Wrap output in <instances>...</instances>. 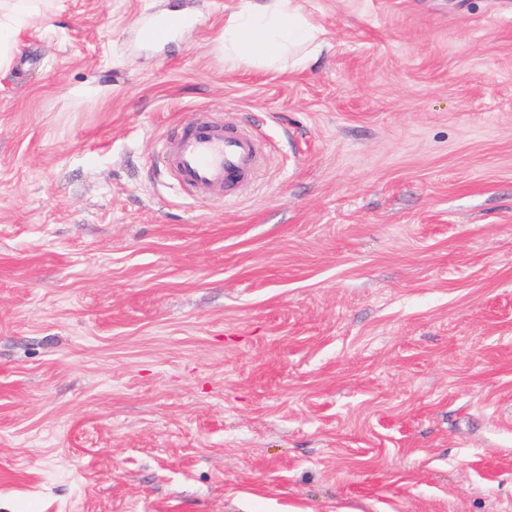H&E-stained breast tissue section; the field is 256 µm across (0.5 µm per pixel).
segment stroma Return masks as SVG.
<instances>
[{
    "mask_svg": "<svg viewBox=\"0 0 512 512\" xmlns=\"http://www.w3.org/2000/svg\"><path fill=\"white\" fill-rule=\"evenodd\" d=\"M237 5L52 0L0 75V512H512V0H303L302 70ZM199 112L234 205L156 164ZM224 18L221 48L228 59L251 67H275L288 59L307 67L321 50L319 28L304 13L301 0H239ZM195 17L190 11L161 13L154 16L150 24L142 29V36L148 41H167L192 26ZM262 153L239 126L221 125L199 113L166 139L162 161L186 192L205 191L230 203L251 180Z\"/></svg>",
    "mask_w": 512,
    "mask_h": 512,
    "instance_id": "stroma-1",
    "label": "stroma"
}]
</instances>
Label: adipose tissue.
Here are the masks:
<instances>
[{
	"label": "adipose tissue",
	"instance_id": "adipose-tissue-1",
	"mask_svg": "<svg viewBox=\"0 0 512 512\" xmlns=\"http://www.w3.org/2000/svg\"><path fill=\"white\" fill-rule=\"evenodd\" d=\"M44 0H10L0 5V73L8 71L20 33L40 21ZM319 29L300 0H240L224 19L221 47L228 59L251 67L289 62L307 67L321 50Z\"/></svg>",
	"mask_w": 512,
	"mask_h": 512
}]
</instances>
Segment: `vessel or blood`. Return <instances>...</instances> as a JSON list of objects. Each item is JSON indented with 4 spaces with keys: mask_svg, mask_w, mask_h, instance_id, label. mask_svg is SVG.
Segmentation results:
<instances>
[{
    "mask_svg": "<svg viewBox=\"0 0 512 512\" xmlns=\"http://www.w3.org/2000/svg\"><path fill=\"white\" fill-rule=\"evenodd\" d=\"M191 12L155 15L142 30L148 41H166L192 26ZM262 148L239 126L219 124L206 114H196L169 136L162 152L165 169L183 190L204 191L236 201L255 173Z\"/></svg>",
    "mask_w": 512,
    "mask_h": 512,
    "instance_id": "b4317fda",
    "label": "vessel or blood"
}]
</instances>
